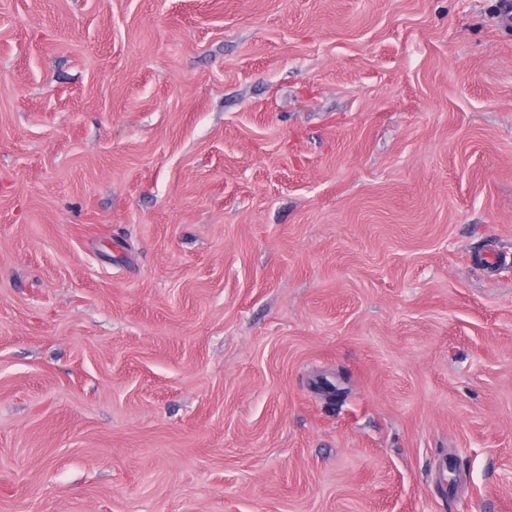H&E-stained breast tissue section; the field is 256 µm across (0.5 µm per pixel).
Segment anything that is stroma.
<instances>
[{
	"label": "stroma",
	"instance_id": "35a3bbf8",
	"mask_svg": "<svg viewBox=\"0 0 512 512\" xmlns=\"http://www.w3.org/2000/svg\"><path fill=\"white\" fill-rule=\"evenodd\" d=\"M497 0H0V512H512Z\"/></svg>",
	"mask_w": 512,
	"mask_h": 512
}]
</instances>
